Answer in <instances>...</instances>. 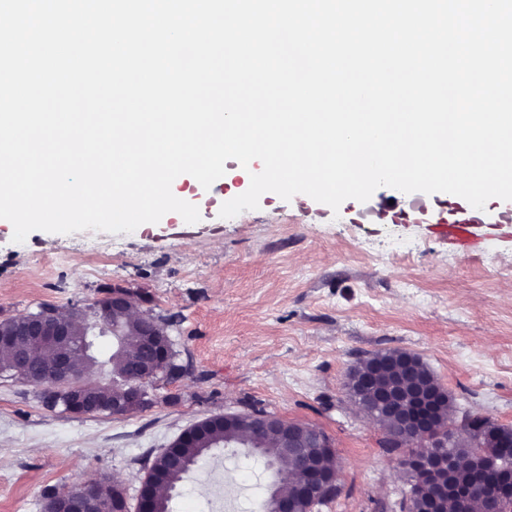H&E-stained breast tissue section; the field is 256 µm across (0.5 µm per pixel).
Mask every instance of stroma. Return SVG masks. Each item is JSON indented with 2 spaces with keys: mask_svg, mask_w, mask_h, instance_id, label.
I'll list each match as a JSON object with an SVG mask.
<instances>
[{
  "mask_svg": "<svg viewBox=\"0 0 512 512\" xmlns=\"http://www.w3.org/2000/svg\"><path fill=\"white\" fill-rule=\"evenodd\" d=\"M172 192L199 209L190 229L170 212L128 234L35 231L18 244L0 220V320L119 285L168 319L185 369L155 381L153 407L121 417L53 412L39 387L0 377V512H43L48 488L100 478L136 504L151 461L184 429L253 404L330 437L342 493L314 512H399L405 481L385 429L345 390L349 367L378 351L419 355L456 416L512 426V201L477 210L384 186L335 212L267 192L224 219L223 197L191 175ZM468 216L482 228L470 253L437 231ZM269 482L260 461L217 450L178 487L173 512H260Z\"/></svg>",
  "mask_w": 512,
  "mask_h": 512,
  "instance_id": "35a3bbf8",
  "label": "stroma"
}]
</instances>
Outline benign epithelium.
I'll return each mask as SVG.
<instances>
[{
  "instance_id": "obj_1",
  "label": "benign epithelium",
  "mask_w": 512,
  "mask_h": 512,
  "mask_svg": "<svg viewBox=\"0 0 512 512\" xmlns=\"http://www.w3.org/2000/svg\"><path fill=\"white\" fill-rule=\"evenodd\" d=\"M132 292L117 286L112 294L99 298L94 303L82 305L86 312L83 330L87 336L108 335L113 345L123 344L121 332L108 322L109 314L128 311L132 306ZM73 321L60 314L53 307H42L35 313L25 314L15 320L11 328H0V349L13 353V371L24 379L34 373L39 380L57 397L66 413L74 416H89L101 411H110L122 416L145 410L153 405L149 387L159 376L175 377L183 373L182 366L174 363L173 349L166 324L157 318L143 316L139 332L137 374L125 383L119 396H112L106 402L99 398L93 387L82 380L81 366L66 355H54L46 363L33 360L31 353L19 347L23 341L35 348L51 351L57 346L70 343ZM353 385L359 392L356 404L374 422H384L378 408L386 407L395 421L385 426V431L398 433L396 440L403 448L414 451L399 460L402 471L412 474L435 471L436 454L431 448L439 443L442 432L438 429L439 407L447 398L441 388L422 379L417 371L413 356L408 355L394 364L378 361L362 374L353 378ZM246 416L244 412H226L205 418L183 431L171 445L161 452L172 467L180 465L176 455L195 435L205 429L208 421H224L228 424ZM485 420L483 416H464L460 422H453L450 428L457 437H467L468 430ZM261 426L277 434L283 447L301 454L303 478L297 493L317 502L331 490L338 481L337 469L326 465L327 454L322 452V438L304 429L285 428L277 416H262ZM455 470L445 473L444 494L440 498L428 499L423 503V512H448V503H468L478 498L487 506L502 499L512 498V478L494 484L463 487L454 479ZM108 483L80 482L64 487L51 502L49 512H127L126 495L111 496L105 492Z\"/></svg>"
}]
</instances>
